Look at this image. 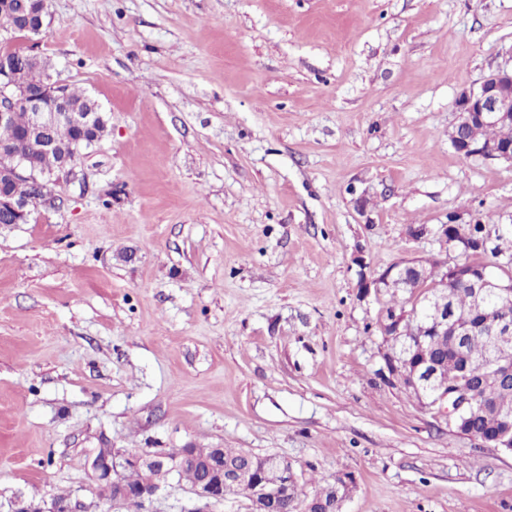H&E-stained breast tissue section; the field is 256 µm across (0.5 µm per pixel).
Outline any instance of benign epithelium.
<instances>
[{"mask_svg": "<svg viewBox=\"0 0 512 512\" xmlns=\"http://www.w3.org/2000/svg\"><path fill=\"white\" fill-rule=\"evenodd\" d=\"M34 2L37 9L26 19L24 26L29 32L39 35L43 32L46 4L45 0ZM23 60L24 55L16 51L0 54L1 125L12 122L14 104L20 98L25 99L30 111V131L36 134L62 121L79 130L91 128L99 122L101 113L97 112L98 104H93L91 111L75 109L69 104L60 85L44 83L41 93H29L20 79L19 69ZM455 110L458 118L448 131V140L459 155L465 159L479 158L512 165V141L480 144L465 132L475 119L497 126L512 125V58L480 82L460 90L455 99ZM2 178H34L28 160L15 154L6 144L0 145ZM0 212L12 215L15 224L28 221L24 202L1 190ZM502 226L501 222L491 226L478 217L467 220L464 215L451 212L437 235L446 242L450 252L481 255L492 248L493 228ZM459 283L472 288L474 310L480 313L489 299L512 297V260L496 263L492 267H476L469 261H456L449 265L433 264L429 269L418 261L405 260L389 266L365 283L367 288L372 286L378 290L392 288L405 291L410 296L411 306L424 310L423 317L418 319L411 312L386 307L382 309L379 327L382 335L391 342V350L383 353L384 370L388 373V380L409 391L424 407H435L447 413L459 430L473 414L484 412L497 416L499 427L495 433L478 435L476 439L493 448L512 452V413L486 403L480 395L481 388L470 381L464 370H458L454 379H448L444 375V364L432 361L422 343L408 339L407 325L411 322L418 325L420 334L448 337L455 346L472 334L474 326L471 320L456 317L448 306V289ZM485 326L491 365L499 374L512 377V322L487 320ZM189 464L207 471V476L193 488L194 494L202 499L222 502L226 488L249 485V512H264L268 504L276 507L285 503V488L296 480L292 464L284 458L268 454L239 468L224 463V450L221 448H180L172 453L128 456L110 448H100L91 459V469L106 481V489L115 503L133 497L138 500L153 497L159 489L161 478ZM126 467L150 469L156 475L135 488L110 478L111 474ZM352 485V476L338 478L332 487L328 507H320V502L314 497L302 505V512H337ZM10 512H77V506L69 503L60 505L54 501L50 507L42 508L17 499L11 504Z\"/></svg>", "mask_w": 512, "mask_h": 512, "instance_id": "1", "label": "benign epithelium"}]
</instances>
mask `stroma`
<instances>
[{
    "label": "stroma",
    "instance_id": "stroma-1",
    "mask_svg": "<svg viewBox=\"0 0 512 512\" xmlns=\"http://www.w3.org/2000/svg\"><path fill=\"white\" fill-rule=\"evenodd\" d=\"M107 130L55 206L0 225V504L248 512L172 477L113 505L87 465L234 448L342 512H512V454L379 370L395 262L460 260L413 227L512 217V165L448 141L457 93L512 57V0H47L12 36ZM354 481L351 475H345L338 478L332 487V497L329 507L321 508L318 497L305 502L301 511L304 512H335L338 511L340 504L347 498Z\"/></svg>",
    "mask_w": 512,
    "mask_h": 512
}]
</instances>
